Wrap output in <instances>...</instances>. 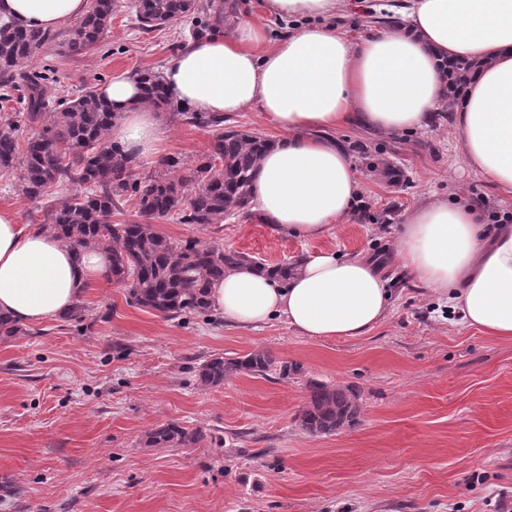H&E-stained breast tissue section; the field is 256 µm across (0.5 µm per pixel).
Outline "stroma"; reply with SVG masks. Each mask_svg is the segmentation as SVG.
Masks as SVG:
<instances>
[{
	"mask_svg": "<svg viewBox=\"0 0 512 512\" xmlns=\"http://www.w3.org/2000/svg\"><path fill=\"white\" fill-rule=\"evenodd\" d=\"M193 26L142 32L125 8L98 46L66 47L67 30L21 70L45 76L49 102L100 87L115 72L161 70ZM168 155L193 163L212 136L164 113ZM338 139L371 143L410 181L362 172V193L340 232L303 238L258 221L222 231L156 221L175 239L197 238L290 262L333 249L377 258L393 291L386 318L367 335L321 340L279 319L254 329L169 319L130 305L127 289L100 277L80 300L84 318L30 324L0 338V512H497L512 500V340L466 326L445 299L414 282L395 257L404 217L434 200L471 203L484 220L511 214L473 174L453 119L382 132L350 125ZM0 208L36 224L44 204L0 173ZM254 350L288 375H233L204 389L196 370L214 355ZM358 395L357 423L313 436L299 413L311 382ZM201 430L190 446L149 448L152 429Z\"/></svg>",
	"mask_w": 512,
	"mask_h": 512,
	"instance_id": "obj_1",
	"label": "stroma"
}]
</instances>
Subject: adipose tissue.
<instances>
[{
	"instance_id": "adipose-tissue-1",
	"label": "adipose tissue",
	"mask_w": 512,
	"mask_h": 512,
	"mask_svg": "<svg viewBox=\"0 0 512 512\" xmlns=\"http://www.w3.org/2000/svg\"><path fill=\"white\" fill-rule=\"evenodd\" d=\"M362 0H264L287 28L275 41L248 22L232 36L191 40L162 67L169 95L195 112L231 116L259 105L281 132L254 177L258 212L273 228L314 238L349 216L360 174L336 133L353 123L400 132L427 126L445 95L443 61L471 60L455 119L468 167L512 197V0H406L402 24L352 41L331 17ZM87 0H0V20L47 31L83 17ZM98 93L117 118L109 139L133 162L168 147L139 78L112 75ZM401 266L445 297L464 323L512 338V225L479 224L470 205L433 202L412 210L396 244ZM109 265L97 250L74 253L0 209V311L36 323L74 307ZM225 321L274 319L304 336L352 339L384 320L392 291L377 263L324 249L300 259L288 280L243 265L211 290Z\"/></svg>"
}]
</instances>
